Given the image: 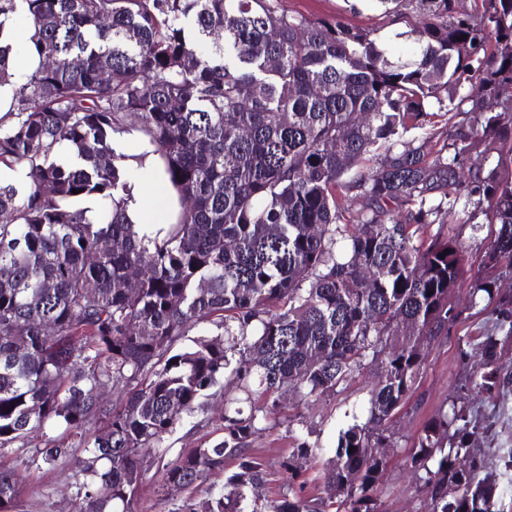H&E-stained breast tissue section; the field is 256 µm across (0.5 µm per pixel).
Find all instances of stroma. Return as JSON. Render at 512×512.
Returning a JSON list of instances; mask_svg holds the SVG:
<instances>
[{
	"mask_svg": "<svg viewBox=\"0 0 512 512\" xmlns=\"http://www.w3.org/2000/svg\"><path fill=\"white\" fill-rule=\"evenodd\" d=\"M278 4L291 15L337 20L366 28L379 42L393 48L404 44L399 37L404 24L393 21L376 0H278ZM474 209L471 203L457 206L455 215L442 227L445 234L456 240L465 263L473 266L479 264L489 244L490 231L488 225L470 222L469 215ZM456 299L462 311L459 324L451 330L448 339L426 349L418 389L395 420L402 445H411L424 424L449 404L470 365L478 358L482 336L500 331L495 316L471 307L468 287L458 288ZM376 375V366H366L339 395L310 408L298 405L292 398L284 403L279 425L256 434L252 443L270 463V491L287 486L290 475L280 463L300 440L316 450L307 472V487L315 489L318 475L334 458L340 430L353 422L366 421ZM223 412L224 394L219 391L208 399L204 408L184 415L175 430L165 435L160 443L168 458H175L185 449L207 446L219 438ZM473 412L482 422L491 424L493 430L492 436L479 437L478 447L495 449L500 457L511 453L512 382L495 397H476ZM42 442L41 435L36 434L31 438L30 447L0 452V467L17 475L22 490V512H77L80 503L74 488L78 472L75 457L60 459L52 466L35 464V448ZM384 481L385 512H418L415 475L401 459H392ZM183 497V492L164 486L161 473L153 469L147 473L139 490L135 509L136 512H171L174 501Z\"/></svg>",
	"mask_w": 512,
	"mask_h": 512,
	"instance_id": "obj_1",
	"label": "stroma"
}]
</instances>
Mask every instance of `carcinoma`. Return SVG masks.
<instances>
[{"label": "carcinoma", "mask_w": 512, "mask_h": 512, "mask_svg": "<svg viewBox=\"0 0 512 512\" xmlns=\"http://www.w3.org/2000/svg\"><path fill=\"white\" fill-rule=\"evenodd\" d=\"M378 2L408 27L395 55L277 0H0V32L26 30L0 44V169L19 174L0 182V450L48 426L79 437L78 512H134L158 443L221 383L224 436L161 473L183 492L224 483L174 512H384L394 455L424 512H501L467 406L507 383L497 337L410 447L393 423L464 280L512 326L494 281L428 232L475 196L472 219L494 225L484 265L512 266V148L497 149L512 138V0ZM20 54L38 66L17 71ZM135 132L174 193L162 226L126 215L117 145ZM204 323L216 332L174 350ZM368 361V418L340 431L320 475L333 494H305L302 441L282 462L292 484L268 497L253 436L285 397L314 406ZM119 384L114 408L104 392ZM74 451L49 436L34 461ZM0 512H20L1 467Z\"/></svg>", "instance_id": "carcinoma-1"}]
</instances>
